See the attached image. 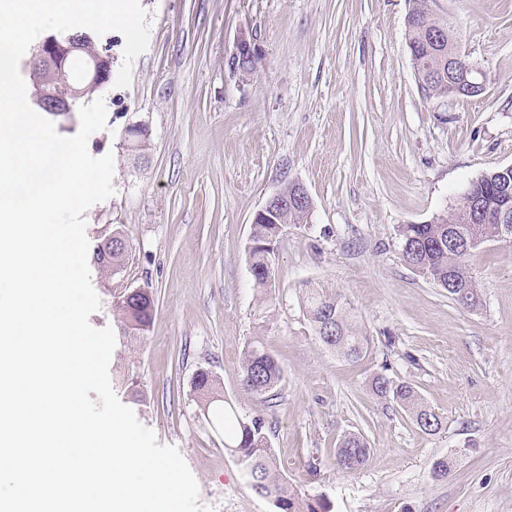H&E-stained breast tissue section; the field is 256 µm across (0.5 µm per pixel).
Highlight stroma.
Wrapping results in <instances>:
<instances>
[{
    "mask_svg": "<svg viewBox=\"0 0 512 512\" xmlns=\"http://www.w3.org/2000/svg\"><path fill=\"white\" fill-rule=\"evenodd\" d=\"M151 21L129 86L99 89L116 193L84 217L90 248L122 225L131 256L116 274L90 263L111 327L112 386L159 444L176 446L215 512H273L203 417L193 379L211 371L239 415L260 416L289 484L333 512H512V244L467 264L482 292L468 311L401 256L397 229L450 212L482 173L512 164V0H437L462 53L487 75L474 97L421 93L406 46L408 0H140ZM261 63L230 73L239 33ZM148 131L141 164L126 126ZM291 182L313 201L287 228L274 285L260 297L246 262L255 213ZM145 287L156 314L125 333L113 305ZM346 299L371 338L358 363L336 358L302 308L306 289ZM261 338L285 382L276 407L241 384L240 356ZM412 383L442 420L423 433L375 375ZM372 448L363 469L336 465L344 434ZM446 478H435L437 460Z\"/></svg>",
    "mask_w": 512,
    "mask_h": 512,
    "instance_id": "35a3bbf8",
    "label": "stroma"
}]
</instances>
